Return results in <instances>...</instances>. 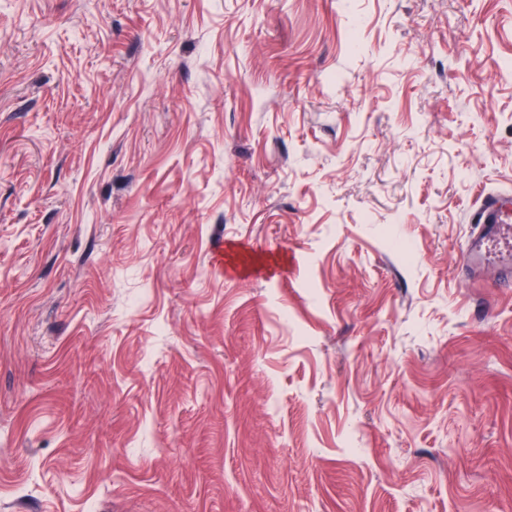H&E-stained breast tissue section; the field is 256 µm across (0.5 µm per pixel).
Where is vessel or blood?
I'll list each match as a JSON object with an SVG mask.
<instances>
[{"label": "vessel or blood", "mask_w": 512, "mask_h": 512, "mask_svg": "<svg viewBox=\"0 0 512 512\" xmlns=\"http://www.w3.org/2000/svg\"><path fill=\"white\" fill-rule=\"evenodd\" d=\"M462 257L469 273L489 270L501 280L512 278V204L495 202L479 212Z\"/></svg>", "instance_id": "obj_1"}]
</instances>
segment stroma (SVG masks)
Wrapping results in <instances>:
<instances>
[{
  "label": "stroma",
  "mask_w": 512,
  "mask_h": 512,
  "mask_svg": "<svg viewBox=\"0 0 512 512\" xmlns=\"http://www.w3.org/2000/svg\"><path fill=\"white\" fill-rule=\"evenodd\" d=\"M512 0H0V512H512ZM512 201L490 203L479 213L465 240L462 257L470 274L491 270L499 280L512 277Z\"/></svg>",
  "instance_id": "1"
}]
</instances>
